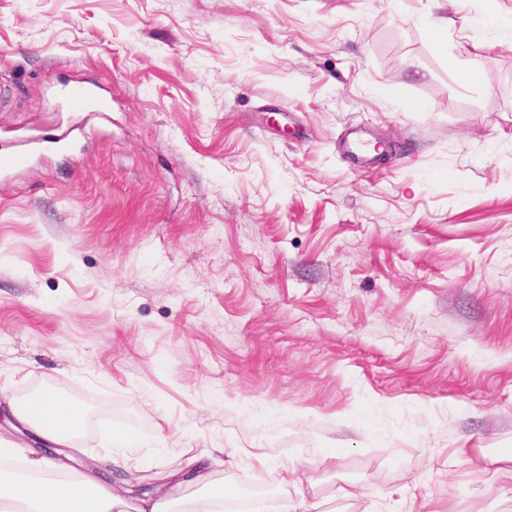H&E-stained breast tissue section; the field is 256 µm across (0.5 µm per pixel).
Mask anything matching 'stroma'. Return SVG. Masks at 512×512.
Returning a JSON list of instances; mask_svg holds the SVG:
<instances>
[{"label": "stroma", "instance_id": "1", "mask_svg": "<svg viewBox=\"0 0 512 512\" xmlns=\"http://www.w3.org/2000/svg\"><path fill=\"white\" fill-rule=\"evenodd\" d=\"M0 0V435L270 512H512V0ZM477 58L481 77L457 68ZM82 83L111 112L59 105ZM361 130L385 163L347 142ZM72 132L69 149L56 141ZM14 414L19 422L32 428L40 439L62 448L80 430L84 420L82 409L62 398L51 386L20 401ZM29 438L41 454L49 458L59 456L56 450L61 448H53L35 436Z\"/></svg>", "mask_w": 512, "mask_h": 512}]
</instances>
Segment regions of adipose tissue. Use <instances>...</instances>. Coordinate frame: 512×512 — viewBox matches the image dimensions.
<instances>
[{
	"instance_id": "1",
	"label": "adipose tissue",
	"mask_w": 512,
	"mask_h": 512,
	"mask_svg": "<svg viewBox=\"0 0 512 512\" xmlns=\"http://www.w3.org/2000/svg\"><path fill=\"white\" fill-rule=\"evenodd\" d=\"M14 414L40 439L61 447L80 430L84 419L82 409L51 386L20 401ZM46 467V462L34 460L30 463L32 477L0 481V503L22 501L29 505V512H170L162 498L128 502L108 480L99 477L87 475L69 482L43 479Z\"/></svg>"
}]
</instances>
